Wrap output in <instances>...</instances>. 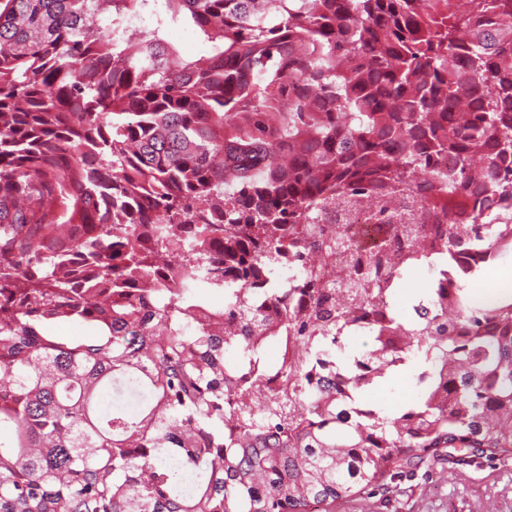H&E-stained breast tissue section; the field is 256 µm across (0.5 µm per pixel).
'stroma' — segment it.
<instances>
[{"instance_id": "1", "label": "stroma", "mask_w": 512, "mask_h": 512, "mask_svg": "<svg viewBox=\"0 0 512 512\" xmlns=\"http://www.w3.org/2000/svg\"><path fill=\"white\" fill-rule=\"evenodd\" d=\"M394 484L395 492L369 488L335 512H512V458L460 463L443 454Z\"/></svg>"}]
</instances>
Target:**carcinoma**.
<instances>
[{"instance_id": "1", "label": "carcinoma", "mask_w": 512, "mask_h": 512, "mask_svg": "<svg viewBox=\"0 0 512 512\" xmlns=\"http://www.w3.org/2000/svg\"><path fill=\"white\" fill-rule=\"evenodd\" d=\"M156 2L0 0V512H327L441 448L512 454V297L431 289L420 390L365 422L314 378L336 308L253 326L309 348L257 403L262 349L224 340L251 308L204 301L347 199L408 190L512 246L483 232L512 200V0H164L213 44L187 59L128 29ZM69 321L99 338L43 334Z\"/></svg>"}]
</instances>
